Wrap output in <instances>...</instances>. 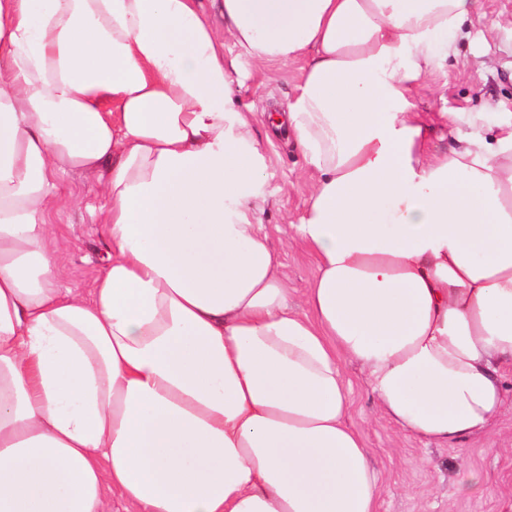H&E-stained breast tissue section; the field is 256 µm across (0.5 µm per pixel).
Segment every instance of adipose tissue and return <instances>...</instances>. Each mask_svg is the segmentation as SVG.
<instances>
[{
	"label": "adipose tissue",
	"mask_w": 512,
	"mask_h": 512,
	"mask_svg": "<svg viewBox=\"0 0 512 512\" xmlns=\"http://www.w3.org/2000/svg\"><path fill=\"white\" fill-rule=\"evenodd\" d=\"M478 0H0V512H376L343 364L439 448L488 438L512 372V113L412 92ZM303 61L276 127L313 179L305 313L255 203L234 88ZM97 178L112 259L56 286L59 173Z\"/></svg>",
	"instance_id": "obj_1"
}]
</instances>
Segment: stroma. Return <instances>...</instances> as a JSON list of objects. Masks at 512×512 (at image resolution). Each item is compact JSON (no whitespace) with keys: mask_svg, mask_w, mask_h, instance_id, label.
Instances as JSON below:
<instances>
[{"mask_svg":"<svg viewBox=\"0 0 512 512\" xmlns=\"http://www.w3.org/2000/svg\"><path fill=\"white\" fill-rule=\"evenodd\" d=\"M480 12L447 65L416 87L413 101L418 111L434 117L442 112H492L501 103L512 112V0H480ZM224 54L239 63L237 95L242 107L254 114L257 136L271 138L265 199L257 217L282 263L289 301L301 310L315 264L307 248L293 240L292 226L308 207L312 180L292 140L270 133V116L285 110L301 80V65L255 64L229 40ZM105 206L95 180L61 175L58 206L49 216L54 227L50 245L66 258L61 287L85 297L110 261L101 224ZM344 370L351 382V420L363 431L378 471V512H512L511 374L505 379L502 413L485 442L436 448L398 435L379 414L359 367L349 363ZM472 469L481 470L486 483L469 495H459V484Z\"/></svg>","mask_w":512,"mask_h":512,"instance_id":"obj_1","label":"stroma"}]
</instances>
